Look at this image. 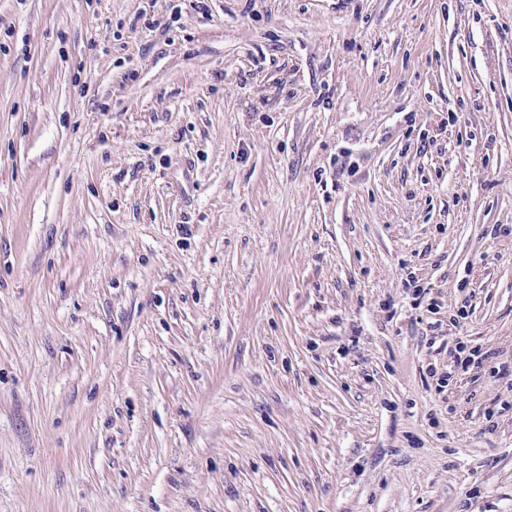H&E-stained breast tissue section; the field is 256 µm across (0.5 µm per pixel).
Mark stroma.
<instances>
[{
  "label": "stroma",
  "mask_w": 512,
  "mask_h": 512,
  "mask_svg": "<svg viewBox=\"0 0 512 512\" xmlns=\"http://www.w3.org/2000/svg\"><path fill=\"white\" fill-rule=\"evenodd\" d=\"M205 3L0 0V512H512V0Z\"/></svg>",
  "instance_id": "1"
}]
</instances>
